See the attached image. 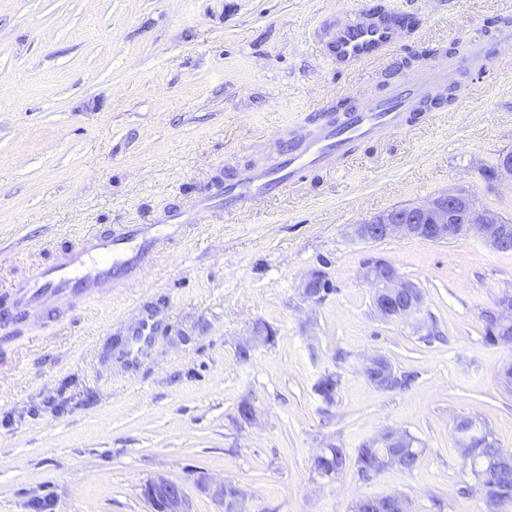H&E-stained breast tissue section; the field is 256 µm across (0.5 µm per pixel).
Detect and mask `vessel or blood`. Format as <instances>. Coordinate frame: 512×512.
<instances>
[{"mask_svg": "<svg viewBox=\"0 0 512 512\" xmlns=\"http://www.w3.org/2000/svg\"><path fill=\"white\" fill-rule=\"evenodd\" d=\"M399 33L400 27L392 18L361 11L326 25L324 51L337 71L344 72L381 61L397 43ZM489 69L483 38L471 36L466 52L438 53L421 64L414 79L379 94L361 93L355 109L345 114L342 121L327 119L315 128L291 131L287 150L266 157L225 184V205L260 200L302 179L311 167H328L347 159L364 139L383 137L404 128L409 113L420 111L434 90L447 85L449 73L468 71L481 76ZM214 205L213 199L205 198L191 214L170 213L161 232L151 225L122 224L105 235H84L63 250L53 265L38 268L16 283L12 302L16 307L36 311L49 300L64 305L78 294L107 296L113 286L132 278L143 264L162 251L183 224L203 223ZM161 329L157 313L144 311L120 354L126 366L140 363Z\"/></svg>", "mask_w": 512, "mask_h": 512, "instance_id": "vessel-or-blood-1", "label": "vessel or blood"}]
</instances>
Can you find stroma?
<instances>
[{"label":"stroma","instance_id":"stroma-1","mask_svg":"<svg viewBox=\"0 0 512 512\" xmlns=\"http://www.w3.org/2000/svg\"><path fill=\"white\" fill-rule=\"evenodd\" d=\"M376 5L415 27L387 61L336 72L323 24ZM504 17L512 0H0V310L14 283L85 233L216 194L279 150L284 126L388 89L422 53L475 32L495 41ZM461 80L453 105L350 161L184 225L110 298L0 326V512H148L141 488L159 476L183 486L192 512H218L201 473L242 488L247 512H354L385 492L411 512H486L459 492L470 476L450 429L481 418L512 451V392L497 379L512 348L489 344L481 318L512 289V252L475 237L352 235L458 187L512 215V187L480 174L512 152V49L488 76ZM378 259L420 288L418 319L376 314L362 272ZM315 269L330 290L311 300L302 284ZM147 307L165 327L131 370L116 343ZM258 322L276 341L241 360ZM370 355L414 381L376 389L357 371ZM328 373L340 377L330 405L314 391ZM387 430L421 442L419 467L361 481L356 449ZM329 445L348 450L346 467L315 479Z\"/></svg>","mask_w":512,"mask_h":512}]
</instances>
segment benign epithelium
I'll list each match as a JSON object with an SVG mask.
<instances>
[{
  "mask_svg": "<svg viewBox=\"0 0 512 512\" xmlns=\"http://www.w3.org/2000/svg\"><path fill=\"white\" fill-rule=\"evenodd\" d=\"M482 176L488 187L508 183L512 185V153L501 156L494 167H486ZM353 234L364 242H378L391 237L420 239L441 243L470 236L480 237L491 250H512V219L480 203L469 190L461 187L440 194L432 200L413 207L392 208L354 227ZM325 274L316 269L303 283V293L317 298L322 293ZM363 278L374 287V308L387 320H407L418 315L423 307V294L417 286L403 280L394 266L377 260L365 267ZM497 321L512 334V291H503L495 302ZM273 330L255 326L251 336L239 346L250 355L256 343H268ZM203 492L220 503L223 512H243L244 492L227 482L214 483L208 477L197 481ZM142 497L150 512H190L184 488L179 483L158 478L145 483Z\"/></svg>",
  "mask_w": 512,
  "mask_h": 512,
  "instance_id": "obj_1",
  "label": "benign epithelium"
}]
</instances>
